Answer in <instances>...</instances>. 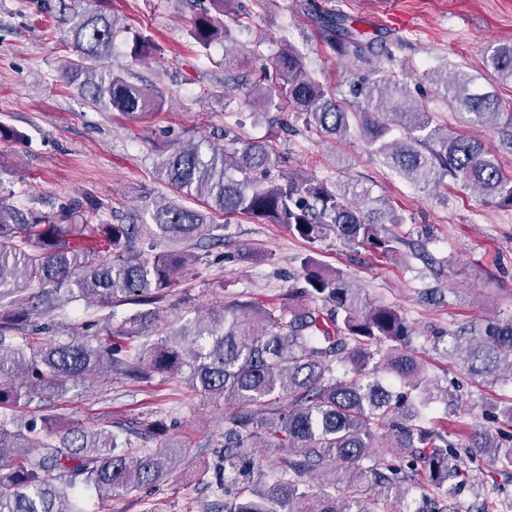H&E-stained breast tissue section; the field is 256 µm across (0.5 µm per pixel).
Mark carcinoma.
<instances>
[{
  "label": "carcinoma",
  "instance_id": "obj_1",
  "mask_svg": "<svg viewBox=\"0 0 512 512\" xmlns=\"http://www.w3.org/2000/svg\"><path fill=\"white\" fill-rule=\"evenodd\" d=\"M324 42L353 62L371 65L370 42L345 30L344 19L322 18ZM77 59L68 63L71 81L106 110L138 118L163 109L162 98L129 82L122 68L101 69L112 55L116 20L102 13L82 15L71 28ZM191 36L207 50L228 40L224 24L205 10L193 20ZM150 41L132 35L130 55H150ZM280 82L244 91L245 101L263 110L286 104L307 127L335 137L359 128L371 153L409 183L424 188L450 175L484 200L512 209V176L484 146L433 124V117L412 99L404 77L374 68L363 88L364 101L350 112L306 69L299 51L283 44L272 61ZM484 69L502 84L512 83V44L497 46ZM448 105L492 129L503 127L512 142V114L501 112L499 98L476 85L463 70L432 76ZM155 169L177 197L203 201L207 213L169 201L152 214V223L111 224L101 206L77 208L29 223L23 212L0 199V512H91L83 497L104 498L132 491L162 478L166 453L139 441L154 433L113 432L72 424L60 431L58 419L45 417L27 428L11 413L21 401L65 395L71 386L110 370L135 379L189 369L191 386L214 398L237 401L224 420V450L216 467L224 480L213 485L224 494L223 512H388V498L368 499V485L394 492L400 512H446L448 480L464 476L453 467L480 454L512 468V434L495 437L472 431L460 419L457 397L424 375L417 358L405 350L406 320L399 309L369 302L341 270L326 271L313 258L303 264L306 287L300 294L319 307L254 310L245 303L214 306L203 317L151 342L158 313L173 279L194 261L170 251L152 259L135 250L149 239L185 240L205 235L209 214L241 215L278 224L294 236L316 241L333 235L343 244L381 257L397 252L399 238L385 228L402 224L389 200L349 181L329 182L313 174L284 171L274 149L261 141L224 137V145H167L157 150ZM70 238L97 241L86 252ZM50 290L14 298L20 284ZM66 298H87L100 308L142 307L123 321L121 345L112 336V316L91 340L34 341L20 336L29 316L37 317ZM447 354L473 379L512 385V318L448 333ZM399 378L404 390L385 386L377 372ZM20 373L31 378L16 382ZM448 406L458 442L448 433L422 425L421 408ZM248 448H276L267 465L270 478L246 456ZM429 473L431 490L420 497L419 469ZM342 469L347 488L320 482Z\"/></svg>",
  "mask_w": 512,
  "mask_h": 512
}]
</instances>
